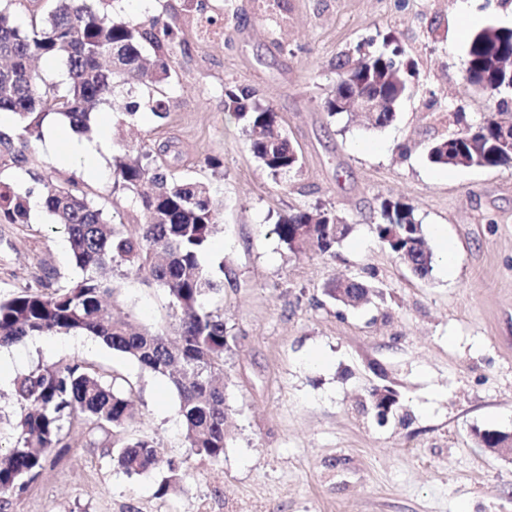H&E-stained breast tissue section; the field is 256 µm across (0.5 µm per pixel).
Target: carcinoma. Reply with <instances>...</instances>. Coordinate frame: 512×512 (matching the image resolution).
Here are the masks:
<instances>
[{
    "label": "carcinoma",
    "mask_w": 512,
    "mask_h": 512,
    "mask_svg": "<svg viewBox=\"0 0 512 512\" xmlns=\"http://www.w3.org/2000/svg\"><path fill=\"white\" fill-rule=\"evenodd\" d=\"M48 17L28 30L18 27L8 8L0 7V111L21 122L20 148L42 139L44 122L54 113L79 133L91 130L95 111L108 98L126 100L130 120L144 110L164 119L168 101L144 89L171 79L167 59L181 39L176 26L145 27L100 11L107 0H56ZM466 83L495 97L512 87V28L489 25L473 34L468 47ZM55 59L66 68L67 94L52 100L40 89L36 59ZM336 88L325 101L331 117L350 115L343 101L356 93L378 94L379 112L366 119L374 127L390 123L394 106L412 91L413 65L403 59L393 39L384 51L364 53L341 65ZM224 111L243 122L250 150L274 180L298 174L302 162L290 145L277 112L248 86L224 91ZM458 129L435 138L428 160L439 166L494 168L512 166V150L503 132H512V108L502 102L497 111L471 124L453 114ZM179 142L124 144L112 158L113 192L122 195L144 222L114 224L76 183L65 185L53 174L34 177L44 206L68 237L72 259L83 277L49 292L23 289L0 296V348L30 336L83 332L112 350L136 359L164 376L176 392L186 438L195 454L218 462L226 447L224 314L206 309L205 296L224 288V279L205 268L200 258L217 233L221 203L207 183L181 177L167 159H178ZM22 189L0 178V223L26 224L28 198ZM350 227L321 207L298 209L280 216L275 233L293 253L331 252ZM377 236L403 264L424 277L433 255L415 208L401 198L380 202ZM134 274L162 288L178 323L170 331H150L112 314L106 296L112 276ZM371 286L358 277L330 282L325 294L348 308H359ZM14 403L20 415L14 444L0 454V512L6 495L26 489L55 463L57 449L70 447L73 431L88 437L104 433L113 467L128 475L163 471L157 493L180 490L187 473L160 455L147 439L123 436L138 414L137 401L114 388L107 375L76 361L61 360L16 376Z\"/></svg>",
    "instance_id": "1"
}]
</instances>
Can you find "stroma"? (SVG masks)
<instances>
[{"label": "stroma", "mask_w": 512, "mask_h": 512, "mask_svg": "<svg viewBox=\"0 0 512 512\" xmlns=\"http://www.w3.org/2000/svg\"><path fill=\"white\" fill-rule=\"evenodd\" d=\"M217 39L190 24L194 0H117L138 22L176 21L183 43L169 61L162 91L166 120L142 113L121 126L111 104L87 135L102 165L122 142L174 136L179 175L210 185L223 202L220 229L201 261L224 269V289L208 295L224 314L225 397L230 424L224 458L192 453L179 401L165 377L81 334L33 336L0 350V448L12 445L8 422L18 374L61 359L111 374L133 390L139 413L127 436L153 441L163 458L190 474L183 491L157 493L160 472L126 475L104 448L71 438L60 462L6 512H512V461L490 454L479 429L512 433V167L447 168L427 158L446 113L477 121L497 102L464 81L472 35L512 27V0H208ZM392 37L413 63L414 90L393 120L370 128L323 108L338 64L380 51ZM256 90L273 105L302 158L301 176L280 189L255 161L241 123L224 110V91ZM222 161L205 166L206 156ZM55 172L75 180L114 221L130 222L112 180L72 169L46 141L22 161L0 144V177L27 186ZM401 197L423 224L431 272L416 275L379 241V200ZM321 206L351 224L334 253L288 251L278 216ZM27 224L0 223V294L78 277L66 236L43 207ZM442 235H435V226ZM451 265H444L443 254ZM359 276L377 287L369 303L348 309L326 284ZM112 308L152 330L174 322L162 288L114 276ZM388 387L398 403L386 423L371 405Z\"/></svg>", "instance_id": "obj_1"}]
</instances>
